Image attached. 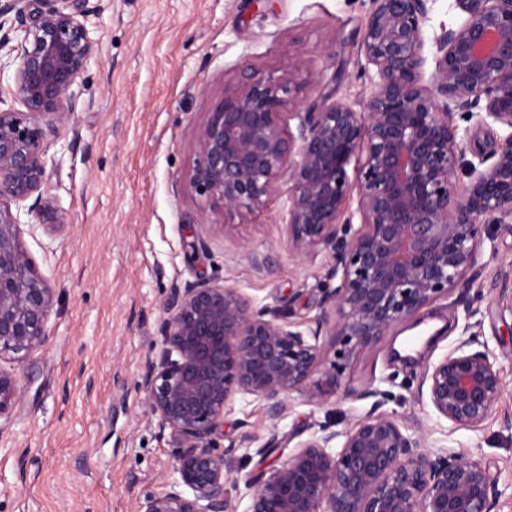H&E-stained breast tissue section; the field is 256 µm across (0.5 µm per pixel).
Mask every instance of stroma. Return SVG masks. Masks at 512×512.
Returning a JSON list of instances; mask_svg holds the SVG:
<instances>
[{"label":"stroma","mask_w":512,"mask_h":512,"mask_svg":"<svg viewBox=\"0 0 512 512\" xmlns=\"http://www.w3.org/2000/svg\"><path fill=\"white\" fill-rule=\"evenodd\" d=\"M86 26L97 51L68 123L49 136L44 190L66 218L55 235L24 224V250L54 290L50 333L0 368L23 378L0 420V512H136L173 476L181 441L149 414L141 387L161 347L165 305L199 282L229 283L261 306L313 327L336 287L334 259L299 261L288 251V179L266 206L200 220L189 186L197 136L225 86L245 68L277 75L303 65L320 96L359 103L370 94L360 54L370 0H90ZM473 316L425 309L439 336L416 361L374 347L345 368L341 385L386 383L385 409L427 445L481 460L500 492L492 512H512V222L488 224ZM474 327L496 356L504 383L478 429L454 426L418 401L422 372ZM371 407L342 393L316 405L294 397L271 423L264 402L235 398L214 435L233 449L227 486L247 512V483L280 465L319 425L348 428Z\"/></svg>","instance_id":"35a3bbf8"}]
</instances>
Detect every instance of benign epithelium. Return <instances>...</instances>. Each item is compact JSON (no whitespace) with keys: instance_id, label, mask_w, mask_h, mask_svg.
Listing matches in <instances>:
<instances>
[{"instance_id":"1","label":"benign epithelium","mask_w":512,"mask_h":512,"mask_svg":"<svg viewBox=\"0 0 512 512\" xmlns=\"http://www.w3.org/2000/svg\"><path fill=\"white\" fill-rule=\"evenodd\" d=\"M88 2L0 4V50L16 40L0 54V75L12 72L11 93L24 106L0 108V353H26L48 336L53 290L23 249L19 224L25 215L50 234L64 224L42 190L47 134L83 94L95 53ZM370 2L360 51L371 92L361 105L325 98L315 112H290L299 123L287 135L280 116L309 86V71H253L224 88L199 131L192 191L213 210L247 216L288 177V249L300 260L331 253L339 284L308 330L226 283L200 282L166 305L161 350L141 386L149 413L186 446L174 454L176 477L137 512H235L226 489L233 449L212 446V436L236 396L265 401L277 423L295 394L323 404L343 365L420 326L425 307L445 300L453 314L475 313L482 227L512 219V0H454L464 22L431 39L430 0ZM456 111L511 129L495 142L494 161L469 164L461 184ZM326 362L325 381H311ZM503 389L496 358L473 332L426 367L418 397L438 417L478 429ZM21 393L19 376L0 369V418ZM344 396L371 399V409L344 431L319 427L250 482L248 512H491L497 490L480 460L424 448L381 410L390 392L379 386Z\"/></svg>"}]
</instances>
